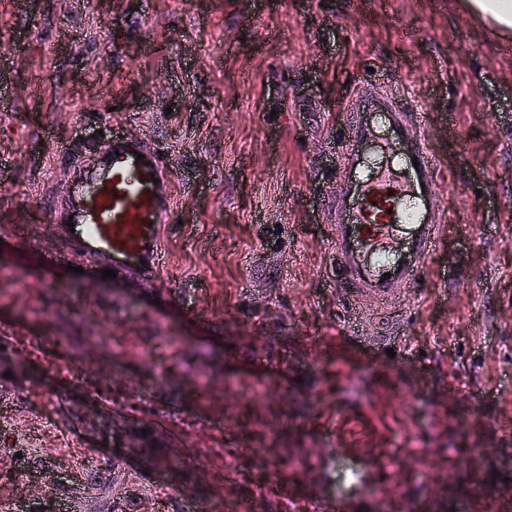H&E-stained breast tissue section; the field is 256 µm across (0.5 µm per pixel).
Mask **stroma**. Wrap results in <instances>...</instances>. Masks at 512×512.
<instances>
[{
  "label": "stroma",
  "instance_id": "1",
  "mask_svg": "<svg viewBox=\"0 0 512 512\" xmlns=\"http://www.w3.org/2000/svg\"><path fill=\"white\" fill-rule=\"evenodd\" d=\"M512 30L465 0H0V512H500L512 497ZM427 115L434 205L395 357L333 260L360 89ZM161 156L158 280L67 255L50 201L114 129ZM72 143L67 160L55 145ZM85 409L148 430L114 446Z\"/></svg>",
  "mask_w": 512,
  "mask_h": 512
}]
</instances>
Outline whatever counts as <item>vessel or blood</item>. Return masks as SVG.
<instances>
[{
  "label": "vessel or blood",
  "mask_w": 512,
  "mask_h": 512,
  "mask_svg": "<svg viewBox=\"0 0 512 512\" xmlns=\"http://www.w3.org/2000/svg\"><path fill=\"white\" fill-rule=\"evenodd\" d=\"M365 100L371 119L349 123L333 253L342 296L364 304L365 317L384 344L398 325L388 303L417 286L443 228L433 207L434 159L410 133L412 124H425V113L373 91ZM366 140L375 144L368 156L358 149ZM60 208L73 219L74 230L66 235L72 252L118 274L158 278L161 235L173 201L160 156L145 135L113 132L101 160L68 186Z\"/></svg>",
  "instance_id": "1"
}]
</instances>
